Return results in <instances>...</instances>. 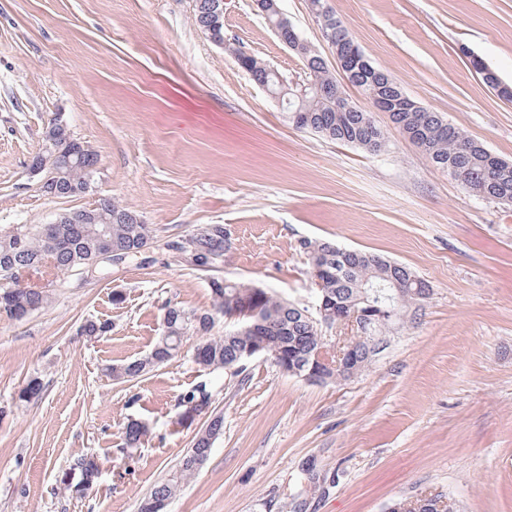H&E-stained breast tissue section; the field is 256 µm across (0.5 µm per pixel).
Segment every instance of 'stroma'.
Listing matches in <instances>:
<instances>
[{
	"mask_svg": "<svg viewBox=\"0 0 512 512\" xmlns=\"http://www.w3.org/2000/svg\"><path fill=\"white\" fill-rule=\"evenodd\" d=\"M354 43L419 105L512 162V101L471 68L512 85V0H330ZM283 12L325 60L309 0ZM226 47L193 22V0H0V228L48 224L105 196L156 237L151 263L58 276L47 307L0 319V512H138L205 424L181 398L211 388L224 433L166 512H387L443 495L455 512H512V203L466 192L390 122L378 153L297 129L230 50L287 81L302 62L251 0H226ZM97 152L95 190L41 195L30 171L53 119ZM223 225L232 248L195 269L170 241ZM381 255L426 280L369 366L311 383L254 358L245 378L194 361L197 337L138 380L113 365L149 353L166 304L212 310L210 282L316 299L301 239ZM121 302H113L114 293ZM108 323L80 336L87 320ZM43 390L18 400L31 379ZM146 425L124 445L129 421ZM98 476L84 495L78 457Z\"/></svg>",
	"mask_w": 512,
	"mask_h": 512,
	"instance_id": "35a3bbf8",
	"label": "stroma"
}]
</instances>
